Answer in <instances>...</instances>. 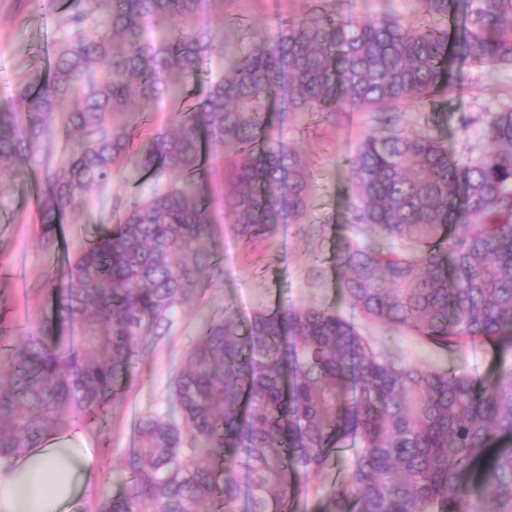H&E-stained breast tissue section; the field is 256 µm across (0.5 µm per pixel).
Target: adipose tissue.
<instances>
[{
    "label": "adipose tissue",
    "mask_w": 512,
    "mask_h": 512,
    "mask_svg": "<svg viewBox=\"0 0 512 512\" xmlns=\"http://www.w3.org/2000/svg\"><path fill=\"white\" fill-rule=\"evenodd\" d=\"M93 459L90 441L74 428L0 462V512H73L90 484Z\"/></svg>",
    "instance_id": "adipose-tissue-1"
}]
</instances>
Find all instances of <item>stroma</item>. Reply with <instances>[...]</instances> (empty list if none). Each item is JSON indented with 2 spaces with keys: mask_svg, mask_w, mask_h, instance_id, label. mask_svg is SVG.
<instances>
[{
  "mask_svg": "<svg viewBox=\"0 0 512 512\" xmlns=\"http://www.w3.org/2000/svg\"><path fill=\"white\" fill-rule=\"evenodd\" d=\"M47 0H0V107L13 103L18 84L44 74L48 44L64 36L57 10ZM338 14L362 22L384 13L414 19L417 0H331ZM305 0H215L209 25L215 47L192 87L202 97L209 80L224 73L235 33L225 17L243 19L267 36H275L280 18L302 14ZM458 89L421 108L402 106L407 128L430 129L449 152L460 159L476 156L484 145L473 117L481 107L512 101V70L487 74L465 65ZM279 121L291 142L309 161L312 191L309 209L299 222L281 225L272 237L255 243L241 240L232 220L224 214V146L208 148L210 175L205 183L214 219L211 250L214 270L205 273L197 298L183 307L163 339L154 343L131 372L125 401L116 405L104 435H91L96 443V480L87 489L81 512H96L98 501L125 492L129 486L128 458L136 446L139 418L159 410L169 394L180 361L207 320L232 308L247 320L259 309L296 310L323 307L352 319L362 334L401 353L408 361L428 367H448L483 377L512 363V355L494 348H465L447 353L407 333L360 316L341 288V271L333 261L338 247L363 244L367 236L349 222L355 192L351 162L363 137L374 130L373 115L362 109L339 113L335 123L312 120L292 112ZM46 165L35 157L23 168L0 170V376L9 363L6 348L20 344L29 327L47 313L44 293L37 287L47 272L60 267L57 253L46 251L38 237V206L45 189ZM151 180L119 171L103 190L91 191L86 203L67 219L70 251H77L102 228L115 222L114 197H133L149 191Z\"/></svg>",
  "mask_w": 512,
  "mask_h": 512,
  "instance_id": "stroma-1",
  "label": "stroma"
}]
</instances>
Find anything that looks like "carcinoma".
<instances>
[{
	"mask_svg": "<svg viewBox=\"0 0 512 512\" xmlns=\"http://www.w3.org/2000/svg\"><path fill=\"white\" fill-rule=\"evenodd\" d=\"M211 2L69 0L48 75L0 108L1 167L61 147L39 208L47 250L122 167L153 181L131 203L115 198L116 224L45 278L51 313L9 349L12 378L0 381L1 460L62 431L74 405L101 429L144 337L168 335L198 295L215 266L206 140L224 142V213L253 242L309 202L307 165L270 118L275 100L326 118L396 112L456 90L457 63L512 68V0H419L417 26L394 14L352 22L307 0L274 38L225 20L239 32L229 69L143 141L125 114L186 94L212 49ZM472 121L485 146L464 162L389 119L364 137L352 223L371 242L334 260L364 317L445 352L511 351L512 104ZM349 442L348 475L322 512H512V365L487 380L407 363L323 308L260 309L245 324L226 313L184 355L164 406L140 418L129 490L97 512H288Z\"/></svg>",
	"mask_w": 512,
	"mask_h": 512,
	"instance_id": "cac0c4a2",
	"label": "carcinoma"
}]
</instances>
